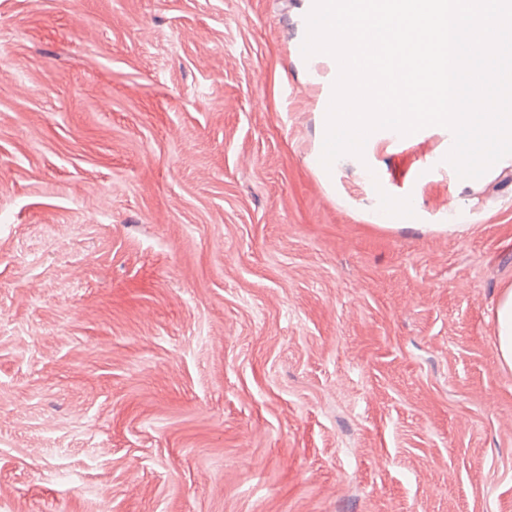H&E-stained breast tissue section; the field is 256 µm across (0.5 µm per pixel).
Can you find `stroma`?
I'll use <instances>...</instances> for the list:
<instances>
[{
	"label": "stroma",
	"mask_w": 512,
	"mask_h": 512,
	"mask_svg": "<svg viewBox=\"0 0 512 512\" xmlns=\"http://www.w3.org/2000/svg\"><path fill=\"white\" fill-rule=\"evenodd\" d=\"M312 6L0 0V512H512V166L328 192ZM501 288L493 313L495 350L501 367L512 370V282Z\"/></svg>",
	"instance_id": "obj_1"
}]
</instances>
